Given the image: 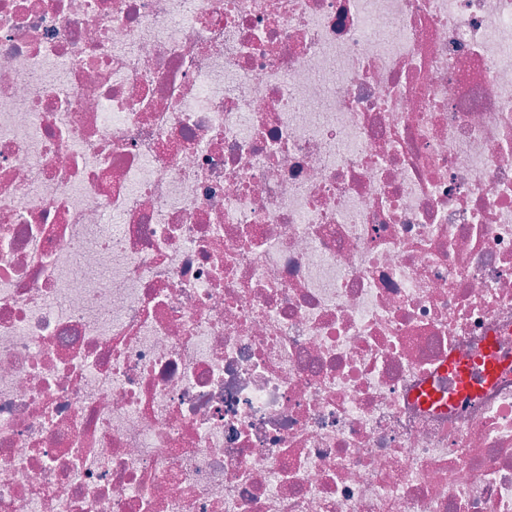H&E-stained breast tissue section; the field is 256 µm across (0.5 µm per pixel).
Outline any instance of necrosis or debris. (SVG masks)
I'll list each match as a JSON object with an SVG mask.
<instances>
[{
  "label": "necrosis or debris",
  "mask_w": 512,
  "mask_h": 512,
  "mask_svg": "<svg viewBox=\"0 0 512 512\" xmlns=\"http://www.w3.org/2000/svg\"><path fill=\"white\" fill-rule=\"evenodd\" d=\"M0 512H512V0H0Z\"/></svg>",
  "instance_id": "necrosis-or-debris-1"
}]
</instances>
